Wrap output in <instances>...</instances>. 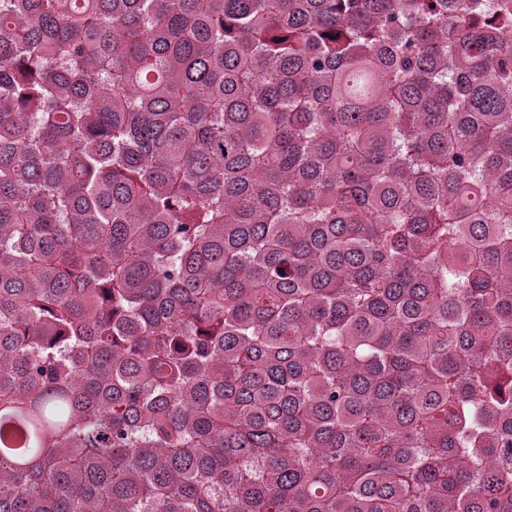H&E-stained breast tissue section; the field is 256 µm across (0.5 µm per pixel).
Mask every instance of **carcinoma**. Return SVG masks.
<instances>
[{"label":"carcinoma","instance_id":"cac0c4a2","mask_svg":"<svg viewBox=\"0 0 512 512\" xmlns=\"http://www.w3.org/2000/svg\"><path fill=\"white\" fill-rule=\"evenodd\" d=\"M0 512H512V0H0Z\"/></svg>","mask_w":512,"mask_h":512}]
</instances>
